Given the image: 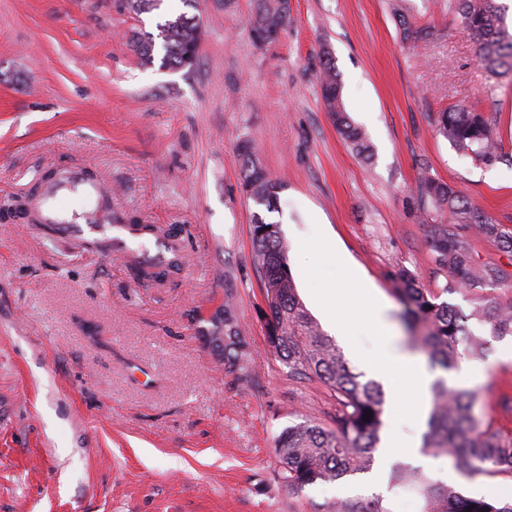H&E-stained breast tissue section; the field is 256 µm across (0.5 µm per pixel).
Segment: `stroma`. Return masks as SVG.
Segmentation results:
<instances>
[{"mask_svg": "<svg viewBox=\"0 0 512 512\" xmlns=\"http://www.w3.org/2000/svg\"><path fill=\"white\" fill-rule=\"evenodd\" d=\"M202 22L189 66L145 64L137 33L183 12V0L133 13L125 0H0V205L36 196L51 170L93 172L112 190L115 223L180 228L186 263L163 285L137 282L122 257L86 250L41 224L0 219V512H328L384 484L390 512L418 499L388 489L389 470L292 492L277 478V436L306 419L329 424L336 401L319 380L289 375L266 342L239 139L282 183L266 219L287 239L304 305L341 290V343L366 371L376 339L362 331L353 267L388 304L396 345L412 352L392 272L422 287L446 280L431 259L414 193L420 169L456 186L512 231V166L475 163L437 134V113L480 103L497 113L512 152V82L490 87L448 0H289L274 41L258 42L256 0H196ZM434 28L423 49L403 44L399 16ZM330 53L352 120L373 147L353 154L325 111L318 82ZM477 263L500 269L487 288L445 293L462 311L512 303V253L470 234ZM232 299L249 358L229 369L206 339ZM511 337L445 380L475 392L478 412L512 432Z\"/></svg>", "mask_w": 512, "mask_h": 512, "instance_id": "1", "label": "stroma"}]
</instances>
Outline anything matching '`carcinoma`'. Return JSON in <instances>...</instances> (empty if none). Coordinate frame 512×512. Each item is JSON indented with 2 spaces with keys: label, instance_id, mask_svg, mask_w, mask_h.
<instances>
[{
  "label": "carcinoma",
  "instance_id": "carcinoma-1",
  "mask_svg": "<svg viewBox=\"0 0 512 512\" xmlns=\"http://www.w3.org/2000/svg\"><path fill=\"white\" fill-rule=\"evenodd\" d=\"M448 9L461 19L473 40L479 62L490 80L512 76V28L505 10L496 0H448ZM256 13L284 26L288 20V0H259ZM402 40L413 48L434 39V31L418 26L408 17L400 19ZM163 41V64L183 68L195 58L201 38L200 18L180 13L159 25ZM140 59L152 62L154 39L141 34L134 40ZM321 98L339 133L364 160L371 161L373 149L364 129L349 116L342 87L329 53H323L320 72ZM437 132L474 162L493 166L508 161L503 152L496 113L487 114L479 105L438 113ZM237 160L241 167L242 189L258 206L270 210L277 198L273 182L253 152L249 141L239 142ZM418 201L433 207L439 221L433 225L432 261L446 278L442 291L464 293L492 283L500 271L481 265L472 257L469 242L461 233L473 227L480 234L499 239L512 252V233L475 208L452 185L428 172L421 173L415 187ZM144 235L163 238L172 244L171 257L159 261L147 254L130 257L135 279L162 284L181 268L184 257L174 228L135 224ZM253 263L260 279L266 306L267 344L292 376L317 379L336 397L333 428L305 420L284 429L276 440L280 470L278 478L292 491L318 482H337L369 471L381 442L384 428V393L374 380L363 379L347 365L336 342L322 332L298 296L288 263L289 246L280 227L254 215L251 227ZM400 316L411 333L413 344L423 349L431 368L448 371L465 358L483 357L490 339L512 336V306L490 301L460 315L438 295L420 286L416 273L399 267L392 273ZM490 326V336L474 332L470 321ZM208 339L213 350L229 368L248 361L246 343L230 300H225L210 316ZM432 405L423 450L434 457L448 458L454 468L469 476L512 478V435L494 427L493 421L476 412L477 397L468 389L448 385L440 378L431 387ZM372 418L365 419V416ZM390 485L415 495L420 512H512V503L500 504L486 498L461 494L451 484L434 480L418 467L398 465L390 475ZM334 512H391L383 498L373 496L336 503Z\"/></svg>",
  "mask_w": 512,
  "mask_h": 512
}]
</instances>
